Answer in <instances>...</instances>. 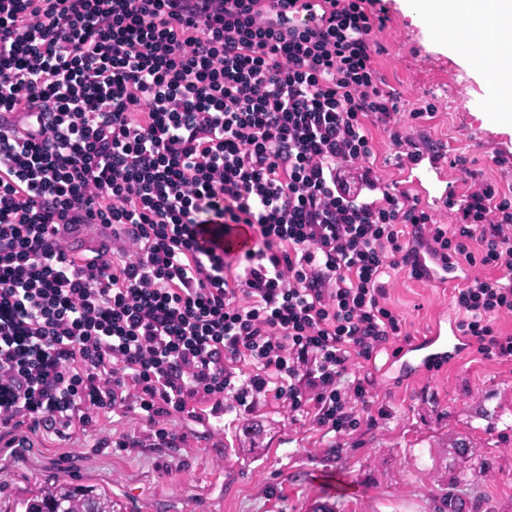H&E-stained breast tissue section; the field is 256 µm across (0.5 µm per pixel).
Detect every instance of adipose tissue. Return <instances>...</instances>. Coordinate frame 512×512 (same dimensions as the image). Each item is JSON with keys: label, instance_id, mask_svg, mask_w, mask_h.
<instances>
[{"label": "adipose tissue", "instance_id": "adipose-tissue-1", "mask_svg": "<svg viewBox=\"0 0 512 512\" xmlns=\"http://www.w3.org/2000/svg\"><path fill=\"white\" fill-rule=\"evenodd\" d=\"M414 14L425 23L438 25L445 39L469 63L478 55H492L494 65L484 70L493 98H496L497 118L501 124L512 125V0H407ZM467 18L469 35L459 39L460 18ZM493 31L494 38L483 41L482 33Z\"/></svg>", "mask_w": 512, "mask_h": 512}]
</instances>
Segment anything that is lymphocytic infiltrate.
<instances>
[{"mask_svg":"<svg viewBox=\"0 0 512 512\" xmlns=\"http://www.w3.org/2000/svg\"><path fill=\"white\" fill-rule=\"evenodd\" d=\"M377 0H0V445L137 411L158 445L177 418L275 403L339 439L373 402L356 362L402 334L385 275L427 272L409 239L476 275L456 328L512 362V185L473 180L438 223L382 183L411 140L377 58ZM99 224L134 256L79 258ZM247 225L244 251L198 229ZM102 238L112 240V229L102 226H90L74 239L64 242V245L77 255H92L86 249L91 248Z\"/></svg>","mask_w":512,"mask_h":512,"instance_id":"f902f5d3","label":"lymphocytic infiltrate"}]
</instances>
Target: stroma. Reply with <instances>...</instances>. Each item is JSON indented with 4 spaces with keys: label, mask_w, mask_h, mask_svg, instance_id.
Instances as JSON below:
<instances>
[{
    "label": "stroma",
    "mask_w": 512,
    "mask_h": 512,
    "mask_svg": "<svg viewBox=\"0 0 512 512\" xmlns=\"http://www.w3.org/2000/svg\"><path fill=\"white\" fill-rule=\"evenodd\" d=\"M380 4L389 20L377 63L386 87L401 95L405 131L467 157L466 168L449 171L457 189L471 170L512 184V128L490 112L486 83L404 0ZM429 102L436 117L412 120ZM388 288L409 337L457 315L453 284L399 274ZM411 371L404 357L384 354L354 366L386 414L333 444L316 443L274 405L226 429L216 418L183 419L177 448L155 447L132 417L38 432L24 454L0 447V512H22L23 500L59 480L108 494L114 512H448L451 494L464 499L461 512H512V364L471 348L429 374Z\"/></svg>",
    "instance_id": "stroma-1"
}]
</instances>
